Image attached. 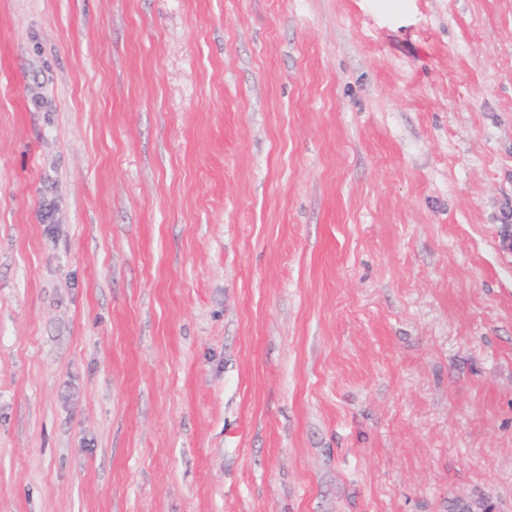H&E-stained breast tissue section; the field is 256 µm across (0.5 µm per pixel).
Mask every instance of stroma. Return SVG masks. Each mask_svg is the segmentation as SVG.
Returning a JSON list of instances; mask_svg holds the SVG:
<instances>
[{
  "mask_svg": "<svg viewBox=\"0 0 512 512\" xmlns=\"http://www.w3.org/2000/svg\"><path fill=\"white\" fill-rule=\"evenodd\" d=\"M512 0H0V512H512Z\"/></svg>",
  "mask_w": 512,
  "mask_h": 512,
  "instance_id": "stroma-1",
  "label": "stroma"
}]
</instances>
